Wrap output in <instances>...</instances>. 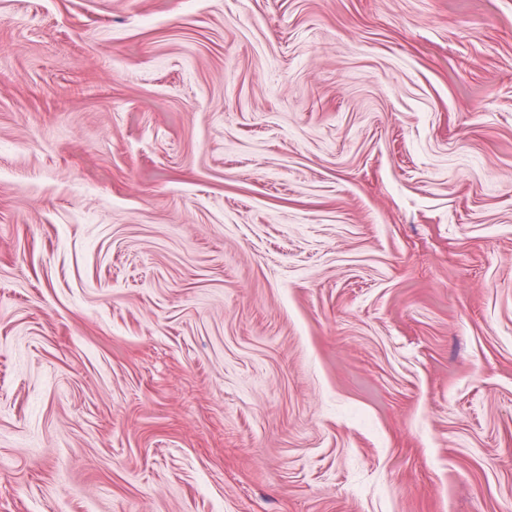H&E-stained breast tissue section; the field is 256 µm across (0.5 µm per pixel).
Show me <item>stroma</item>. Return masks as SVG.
Instances as JSON below:
<instances>
[{
	"label": "stroma",
	"mask_w": 512,
	"mask_h": 512,
	"mask_svg": "<svg viewBox=\"0 0 512 512\" xmlns=\"http://www.w3.org/2000/svg\"><path fill=\"white\" fill-rule=\"evenodd\" d=\"M0 512H512V0H0Z\"/></svg>",
	"instance_id": "35a3bbf8"
}]
</instances>
